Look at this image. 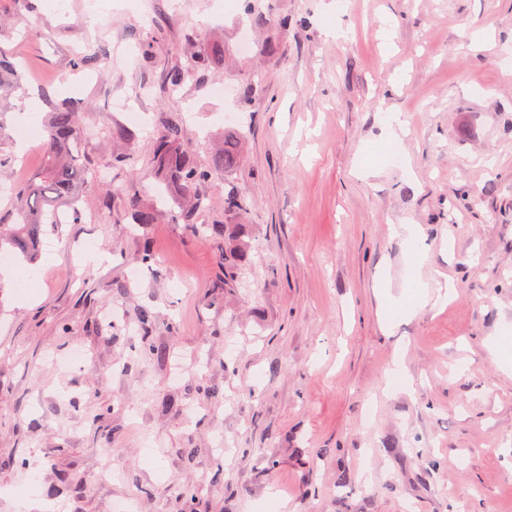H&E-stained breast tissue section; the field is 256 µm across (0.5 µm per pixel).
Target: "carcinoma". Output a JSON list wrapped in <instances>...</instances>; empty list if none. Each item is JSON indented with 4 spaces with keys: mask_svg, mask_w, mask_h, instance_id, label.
Returning a JSON list of instances; mask_svg holds the SVG:
<instances>
[{
    "mask_svg": "<svg viewBox=\"0 0 512 512\" xmlns=\"http://www.w3.org/2000/svg\"><path fill=\"white\" fill-rule=\"evenodd\" d=\"M6 35L0 29V90L21 89L24 86L22 68L6 60L9 51L5 46ZM225 46L214 43L210 49L193 60L191 69L209 71L224 63ZM80 107L74 103L51 106L47 112L44 153L38 170L25 181L11 189L10 221L0 220V254L12 253L32 263L38 257L39 235L42 226L62 224L59 208L73 203L81 187L88 181L91 168L79 162L74 155L81 135L79 129ZM243 152V134L224 135V148L201 164L196 156L183 145L182 125L176 119L163 124L159 144L150 161V171L156 181L171 194L179 205L173 223L197 236L224 238V288L234 287L237 274L249 265L250 243L248 225L238 220L233 224H196L195 212L207 205L203 185L219 174L235 170ZM224 210L241 216L247 203L243 193L234 185L224 192ZM164 214L156 205L138 202L132 212L135 224H158ZM154 313L143 308L139 322L145 333L142 351L152 352L153 346L147 333L152 328Z\"/></svg>",
    "mask_w": 512,
    "mask_h": 512,
    "instance_id": "obj_1",
    "label": "carcinoma"
}]
</instances>
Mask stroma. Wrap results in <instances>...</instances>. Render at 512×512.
Returning a JSON list of instances; mask_svg holds the SVG:
<instances>
[{"label":"stroma","mask_w":512,"mask_h":512,"mask_svg":"<svg viewBox=\"0 0 512 512\" xmlns=\"http://www.w3.org/2000/svg\"><path fill=\"white\" fill-rule=\"evenodd\" d=\"M138 2L0 0L25 68L7 126L84 102L98 172L36 265L0 266V512H40L60 471L82 484L67 512H169L178 492L193 512H512V372L489 351L512 336V0H256L262 26L237 0ZM216 42L226 64L191 72ZM80 52L105 62L77 71ZM228 107L252 236L230 290L223 239L132 223L153 179L116 160L152 157L172 117L208 161ZM394 112L397 165L375 157ZM383 278L420 303L388 327Z\"/></svg>","instance_id":"obj_1"}]
</instances>
